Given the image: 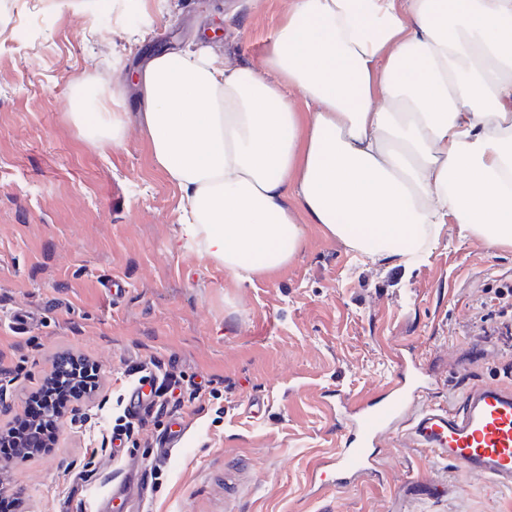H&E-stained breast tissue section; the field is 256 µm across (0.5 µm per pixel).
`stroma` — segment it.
I'll use <instances>...</instances> for the list:
<instances>
[{
    "instance_id": "obj_1",
    "label": "stroma",
    "mask_w": 512,
    "mask_h": 512,
    "mask_svg": "<svg viewBox=\"0 0 512 512\" xmlns=\"http://www.w3.org/2000/svg\"><path fill=\"white\" fill-rule=\"evenodd\" d=\"M288 0H0V429L22 414L63 353L93 363L99 388L58 423L46 453L7 466L19 512H97L109 481L139 464L142 512H512V490L435 460L397 435L374 474L336 489L315 461L347 438L344 399L385 396L398 359L425 406L456 408L477 383L512 379V343L481 330L492 290L512 287V248L443 228L410 267L360 256L321 225L276 275L240 284L177 241L178 189L152 159L134 99L120 144L90 136L108 56L128 81L154 49L207 41L257 67ZM35 314L16 328L18 311ZM161 363L144 408L118 426L132 366ZM206 392L190 398L189 384ZM185 436L152 461L168 429Z\"/></svg>"
}]
</instances>
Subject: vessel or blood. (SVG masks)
I'll return each mask as SVG.
<instances>
[{"label":"vessel or blood","instance_id":"b4317fda","mask_svg":"<svg viewBox=\"0 0 512 512\" xmlns=\"http://www.w3.org/2000/svg\"><path fill=\"white\" fill-rule=\"evenodd\" d=\"M389 399L365 411L355 422L357 441L319 459L315 467L333 468L336 485L346 489L375 469L369 453L384 433L398 428L411 444L430 449L435 458L484 476L498 488L512 490V390L497 383L475 385L456 409L425 407L408 411L405 374L388 382Z\"/></svg>","mask_w":512,"mask_h":512}]
</instances>
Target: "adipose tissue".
<instances>
[{
	"mask_svg": "<svg viewBox=\"0 0 512 512\" xmlns=\"http://www.w3.org/2000/svg\"><path fill=\"white\" fill-rule=\"evenodd\" d=\"M137 89L180 240L239 282L287 265L308 223L396 265L449 223L512 247V0H289L260 69L162 50ZM124 102L97 92L99 141L122 140Z\"/></svg>",
	"mask_w": 512,
	"mask_h": 512,
	"instance_id": "ef3b65f1",
	"label": "adipose tissue"
}]
</instances>
